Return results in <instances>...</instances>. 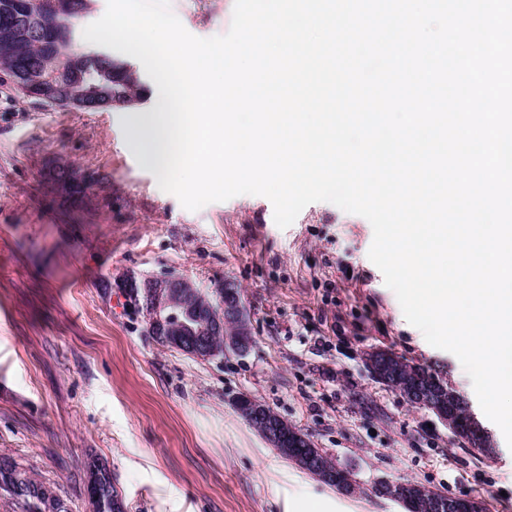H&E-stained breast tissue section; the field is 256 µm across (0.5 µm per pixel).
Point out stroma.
Instances as JSON below:
<instances>
[{
	"mask_svg": "<svg viewBox=\"0 0 512 512\" xmlns=\"http://www.w3.org/2000/svg\"><path fill=\"white\" fill-rule=\"evenodd\" d=\"M235 0H170L194 36L228 32ZM86 175L81 208L55 180ZM367 219L328 202L288 228L239 195L185 209L132 146L127 112L39 108L0 86V456L91 512L85 464H107L127 512H404L387 479L512 512V449L476 461L433 413L378 384L375 349L442 376L481 407L459 360L410 325L368 252ZM167 271L232 282L253 346L201 361L116 311L119 280ZM244 393L288 421L356 484L346 494L282 456L237 411Z\"/></svg>",
	"mask_w": 512,
	"mask_h": 512,
	"instance_id": "35a3bbf8",
	"label": "stroma"
}]
</instances>
